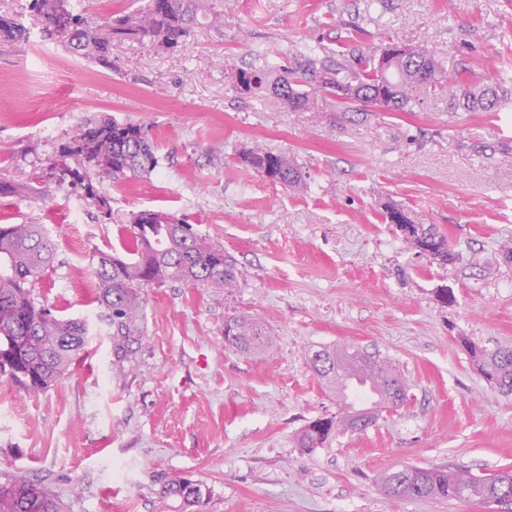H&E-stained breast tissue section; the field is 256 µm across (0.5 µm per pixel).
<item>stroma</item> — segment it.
<instances>
[{
    "label": "stroma",
    "instance_id": "obj_1",
    "mask_svg": "<svg viewBox=\"0 0 512 512\" xmlns=\"http://www.w3.org/2000/svg\"><path fill=\"white\" fill-rule=\"evenodd\" d=\"M27 3L0 0L30 31L0 44V180L68 164L63 143L104 113L151 129L159 165L94 177L111 199L108 224L66 182L35 200L0 196V224L36 221L54 243L35 298L90 326L84 354L49 390L0 375V480L47 484L70 512H181L161 493L175 477L208 491L192 512H487L392 499L377 477L401 465L512 467V395L480 377L465 347L512 346V107L455 112L441 92L417 112H291L234 81L293 52L337 51L357 29L363 48L390 39L448 75L512 88V0H213L224 26L196 28L174 50L116 41L107 65L43 39ZM255 144L296 158L306 190L243 165ZM389 204L448 235L456 260L419 254L385 220ZM141 210L222 242L239 277L233 288H145L142 340L118 368L95 256L130 243ZM236 314L267 328V353L225 344ZM323 346L389 358L408 397L306 455L297 432L338 409L309 365Z\"/></svg>",
    "mask_w": 512,
    "mask_h": 512
}]
</instances>
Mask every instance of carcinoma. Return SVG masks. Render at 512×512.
<instances>
[{
	"label": "carcinoma",
	"instance_id": "obj_1",
	"mask_svg": "<svg viewBox=\"0 0 512 512\" xmlns=\"http://www.w3.org/2000/svg\"><path fill=\"white\" fill-rule=\"evenodd\" d=\"M69 0H29L33 16L45 31L67 43L80 58L109 63L112 42L146 39L166 50L174 49L198 25L222 26L224 15L207 8L206 0H147L144 8L110 17L102 25L67 8ZM27 29L17 18L0 14V43H25ZM236 89L251 97L271 96L291 112L319 111V99L331 97L343 106L360 103L392 112H414L424 97L449 90L454 111L499 112L512 103V90L503 84L477 86L466 79H450L437 61L421 49L389 42L366 50L352 36L335 59L299 53L284 64L236 71ZM62 152L115 180L147 174L158 157L150 130L113 117L91 118L77 126ZM240 161L260 177L295 191L306 181L296 159L254 145ZM85 200L106 220L112 219L109 198L97 191L79 169H67ZM42 187L32 183L0 182V195L36 198ZM132 242L123 251L97 255L95 275L98 299L114 328L112 343L117 361H124L133 342L132 322L142 306L141 290L168 282L184 284L237 283L236 264L224 253V244L199 235L180 219L162 211L143 210L131 220ZM414 249L432 247L442 264L456 258L449 239L433 226H419L408 239ZM54 263V248L45 225L29 221L0 224V374L32 390L54 386L78 359L87 341V325L64 319L35 299L31 286ZM224 340L233 349L264 354L272 346L265 328L238 315L224 323ZM30 337L27 355L9 360L13 338ZM470 357L481 376L504 394H512V347L488 351L468 343ZM310 362L313 372L336 393V415L310 421L296 435L303 454H311L338 433L362 431L376 424L384 411H395L407 400L404 381L380 357L359 350L325 347ZM381 488L391 498L474 499L488 507L512 505V470L483 476L465 475L439 467L403 466L383 473ZM167 498L189 508L209 491L191 487L180 478L163 487ZM0 512H64L62 501L48 487L23 479L0 482Z\"/></svg>",
	"mask_w": 512,
	"mask_h": 512
}]
</instances>
